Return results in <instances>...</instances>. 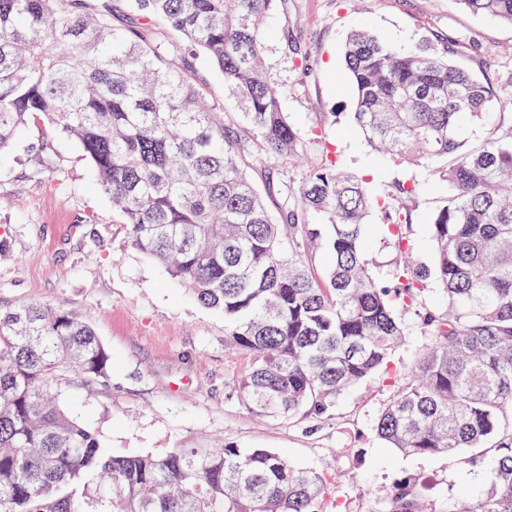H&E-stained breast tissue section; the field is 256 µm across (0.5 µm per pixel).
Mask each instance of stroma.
<instances>
[{"label":"stroma","mask_w":512,"mask_h":512,"mask_svg":"<svg viewBox=\"0 0 512 512\" xmlns=\"http://www.w3.org/2000/svg\"><path fill=\"white\" fill-rule=\"evenodd\" d=\"M404 49L424 36L454 41L456 60L494 94L512 98V25L469 13L460 0H277L267 19L265 62L282 86V109L302 134L324 127L301 178L333 152L371 192L400 179L419 187L412 261L430 262L428 218L444 196L429 167L400 169L375 154L345 115L353 91L339 85L347 36L359 28ZM38 302L75 312L112 354L101 381L68 380L59 405L117 454L162 455L230 443L270 448L299 467L328 469L335 490L324 512H379L378 491L420 478L432 512L474 497L494 463L487 448L455 458L405 456L384 447L375 424L393 394L384 375L342 395L330 417L262 421L240 406L230 383L244 358L224 349V318L202 307L163 265L131 246L120 214L97 186L78 145L29 121L0 152V305Z\"/></svg>","instance_id":"obj_1"}]
</instances>
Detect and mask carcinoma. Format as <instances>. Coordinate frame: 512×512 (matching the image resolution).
I'll list each match as a JSON object with an SVG mask.
<instances>
[{
  "label": "carcinoma",
  "mask_w": 512,
  "mask_h": 512,
  "mask_svg": "<svg viewBox=\"0 0 512 512\" xmlns=\"http://www.w3.org/2000/svg\"><path fill=\"white\" fill-rule=\"evenodd\" d=\"M92 2L0 0V152L38 116L76 142L130 244L223 313L225 349L248 359L232 388L252 415L319 418L374 374L398 377L397 312L437 284L448 305L418 314L429 343L376 433L405 455L450 459L497 439L484 492L448 512H512V436L498 437L512 412V125L468 135L492 108L512 120V100L455 63L447 41L399 50L368 30L347 37L340 80L366 143L398 166L432 167L446 190L429 218L432 264L396 266L391 287L371 273L362 229L376 208L397 251L410 250L416 184L373 195L332 159L297 187L274 180V165L303 152L263 57L276 0H131L143 22L124 29ZM461 2L512 25V0ZM184 51L207 56L241 111L207 102ZM313 213L333 229L321 277ZM111 370L75 313L0 307V512H323L331 477L276 451L112 454L52 394ZM382 512H423L416 480L387 490Z\"/></svg>",
  "instance_id": "carcinoma-1"
}]
</instances>
